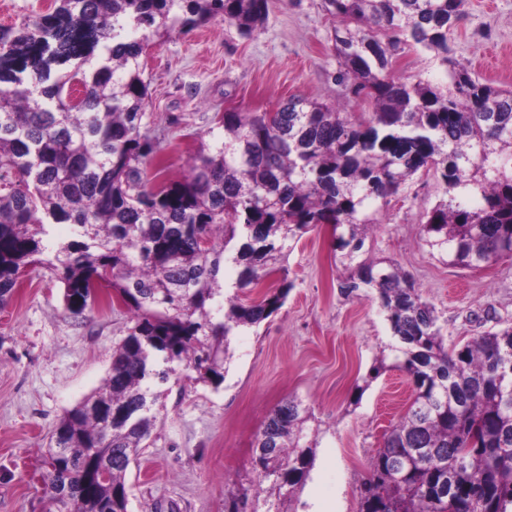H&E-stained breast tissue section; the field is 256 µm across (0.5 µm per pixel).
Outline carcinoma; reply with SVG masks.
Instances as JSON below:
<instances>
[{"instance_id": "cac0c4a2", "label": "carcinoma", "mask_w": 512, "mask_h": 512, "mask_svg": "<svg viewBox=\"0 0 512 512\" xmlns=\"http://www.w3.org/2000/svg\"><path fill=\"white\" fill-rule=\"evenodd\" d=\"M466 3L322 0L338 20V79L373 112L307 98L226 111L187 174L160 184L142 134L146 47L217 15L252 36L268 0H54L0 29V307L39 264L70 315L92 308L101 281L130 313L103 383L53 431L55 512H129L126 475L157 421L154 383L182 369L220 386L230 336L283 307L291 242L323 224L348 271L340 294L375 291L395 340L393 362L375 358L352 402L390 369L414 390L359 487V512H512V326L448 348L408 274L363 251L376 228L369 209L431 171L445 198L425 214L424 241L462 268L512 259V90L451 56ZM407 47L432 52L450 84L397 76ZM53 224L70 239L52 238ZM228 264L230 296L219 277ZM276 272V288L241 301ZM314 421L295 397L269 412L253 443L258 488L231 494L224 512H297L285 503L313 468Z\"/></svg>"}]
</instances>
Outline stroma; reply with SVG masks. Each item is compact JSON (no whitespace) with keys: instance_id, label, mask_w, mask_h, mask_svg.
Masks as SVG:
<instances>
[{"instance_id":"obj_1","label":"stroma","mask_w":512,"mask_h":512,"mask_svg":"<svg viewBox=\"0 0 512 512\" xmlns=\"http://www.w3.org/2000/svg\"><path fill=\"white\" fill-rule=\"evenodd\" d=\"M336 25L321 0H269L254 36L217 17L152 44L142 58L151 113L144 133L163 161L161 181L182 178L229 109L272 112L302 97L371 112L337 79ZM449 44L474 76L512 89V0H468ZM442 193L433 174L420 172L391 197L364 249L412 277L454 346L512 326V261L464 269L432 250L421 224ZM287 268L293 288L285 305L232 337L219 387L182 376L166 383L150 446L126 476L129 512H224L225 496L254 478L253 442L269 411L290 396L310 406L325 431L298 512H359V485L412 386L389 370L352 404L391 332L372 291L341 296L346 271L331 226L305 234ZM62 293L49 271L32 267L0 310V512H50L43 455L53 430L102 384L129 325L127 310L103 299L86 316L69 315Z\"/></svg>"}]
</instances>
